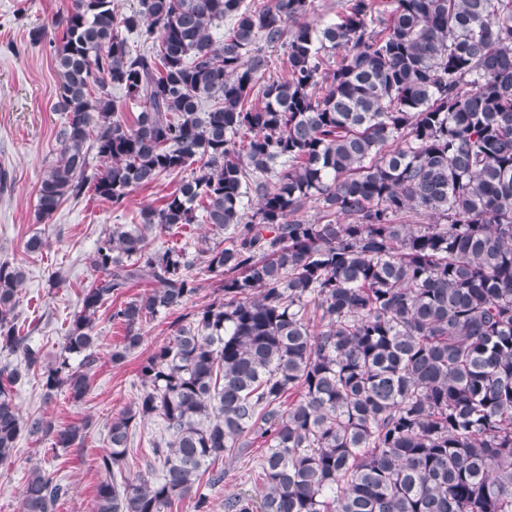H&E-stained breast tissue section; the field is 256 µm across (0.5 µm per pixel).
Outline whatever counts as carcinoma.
Segmentation results:
<instances>
[{
    "mask_svg": "<svg viewBox=\"0 0 512 512\" xmlns=\"http://www.w3.org/2000/svg\"><path fill=\"white\" fill-rule=\"evenodd\" d=\"M311 11L139 0L121 14L71 0L55 17L64 122L39 218L89 191L119 209L192 171L97 241L53 366L16 329L22 267L0 263V350L20 354L0 367V464L24 434L82 445L83 428L23 415L18 386L38 376L44 400L63 387L82 400L105 304L125 330L109 360L124 363L143 323L200 290L187 248L154 249L150 235L202 222L225 234L205 266L222 297L141 360L93 512H171L189 495L213 512L216 460L256 442L253 485L224 512H512V0H346L319 25ZM130 34L155 48L130 49ZM278 43L283 75L268 78L263 46ZM111 86L133 124L116 118ZM92 152L102 169L89 170ZM309 202L322 204L315 222ZM155 418L147 475L117 477ZM67 492L33 467L21 512H55Z\"/></svg>",
    "mask_w": 512,
    "mask_h": 512,
    "instance_id": "obj_1",
    "label": "carcinoma"
}]
</instances>
